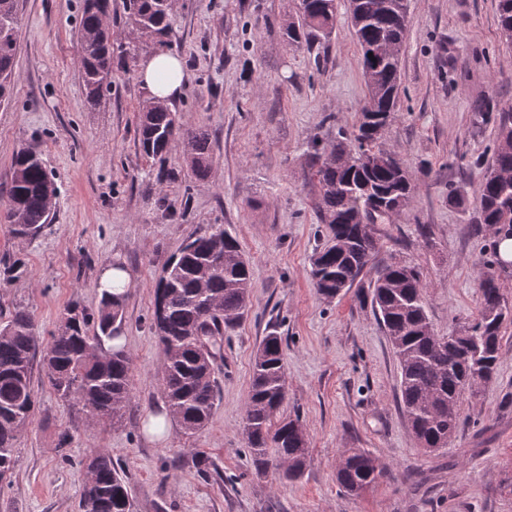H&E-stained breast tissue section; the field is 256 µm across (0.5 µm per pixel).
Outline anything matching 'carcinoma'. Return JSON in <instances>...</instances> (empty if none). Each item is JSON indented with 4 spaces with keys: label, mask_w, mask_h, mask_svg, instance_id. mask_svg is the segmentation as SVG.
Returning a JSON list of instances; mask_svg holds the SVG:
<instances>
[{
    "label": "carcinoma",
    "mask_w": 512,
    "mask_h": 512,
    "mask_svg": "<svg viewBox=\"0 0 512 512\" xmlns=\"http://www.w3.org/2000/svg\"><path fill=\"white\" fill-rule=\"evenodd\" d=\"M123 3L126 24L134 33L163 42L171 28L169 0ZM111 5L112 0H84L78 29L79 64L92 109L112 85L114 57L134 56L139 50L133 41L113 42L105 26ZM402 7V0H349L347 18L361 49L362 69L373 68L372 77L365 78L368 97L353 138L340 133L327 148L312 141L318 211L327 235L312 255L310 274L317 292L329 299L348 292L371 267L378 252L377 225L399 215L416 190L409 168L362 162L365 154H387L375 130L395 119L401 58L396 52L371 62L368 53L378 45L397 49L405 43ZM336 11V0H299L298 18L283 25L285 41L309 47L329 36L336 28ZM497 21L501 35L511 42L512 0H498ZM20 34L17 0H0V106L11 100ZM474 110L476 123L497 124V146L476 190L480 223L493 230L492 249L497 252L500 243L512 240V106L482 100ZM136 136L142 153L160 163L174 140L182 138L191 174L204 178L211 171V133L182 128L176 111L163 102L142 105ZM6 194L0 221L13 225L16 236H37L51 223L57 189L37 146L16 154ZM506 269L497 260L487 263L478 315L457 347L438 341L418 267L385 262L374 267L367 287L359 288L360 299L370 301L397 357L400 407L424 449L440 439L451 440L460 424L463 393L497 376L501 329L512 321V300L502 292ZM252 288L249 262L238 240L220 224L190 238L156 284L153 325L162 348L161 391L171 417L186 434L203 428L216 409L214 364L223 357L224 331L248 313ZM127 298L128 286L119 284L103 291L94 313L68 307L44 345L26 310L16 309L0 323V482L11 476L16 441L35 412V363L60 399L82 406L98 421L112 423L125 414L132 399L130 359L121 350L102 353L101 344L117 338ZM286 396L283 340L271 330L255 355L243 431L258 474L272 471L280 480L296 481L307 468V437L298 419L276 418ZM86 465L89 478L80 492L79 512H134L125 476L109 451H95ZM385 475L386 469L359 449L343 456L336 469V481L351 496Z\"/></svg>",
    "instance_id": "cac0c4a2"
}]
</instances>
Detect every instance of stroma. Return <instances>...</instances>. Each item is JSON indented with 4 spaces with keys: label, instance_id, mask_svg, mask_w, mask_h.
<instances>
[{
    "label": "stroma",
    "instance_id": "stroma-1",
    "mask_svg": "<svg viewBox=\"0 0 512 512\" xmlns=\"http://www.w3.org/2000/svg\"><path fill=\"white\" fill-rule=\"evenodd\" d=\"M297 6L176 0L164 44L144 40L92 110L76 42L83 0H19L13 96L0 107V194L16 153L31 144L58 194L38 238H15L0 223V255L25 264L18 278L0 272V312L27 310L37 336L49 339L70 305L98 308L99 271L122 262L132 403L119 423L98 422L34 370L35 413L16 442L11 481L0 486V512H78L86 460L102 448L126 474L135 512H512V407L503 403L512 394V322L501 333L496 380L464 393L455 436L427 453L398 407V361L369 304L353 289L328 300L313 286L310 259L325 228L308 144L352 133L367 88L346 0L331 37L309 48L281 36ZM159 51L177 55L187 72L171 102L183 127L213 136L207 178L191 175L182 143L162 166L138 147L147 98L139 60ZM401 79L383 140L417 189L392 223L379 225L378 257L421 269L430 321L447 336L476 316L491 255L476 189L497 129L475 124L472 105L512 104V45L499 35L497 0H411ZM212 224L236 237L250 261L249 312L224 334L209 423L187 435L173 422L157 438L148 432L164 404L154 289L189 237ZM271 329L286 344L281 412L298 418L310 451L295 482L257 474L242 433L254 355ZM351 448L389 471L358 496L336 482Z\"/></svg>",
    "mask_w": 512,
    "mask_h": 512
}]
</instances>
